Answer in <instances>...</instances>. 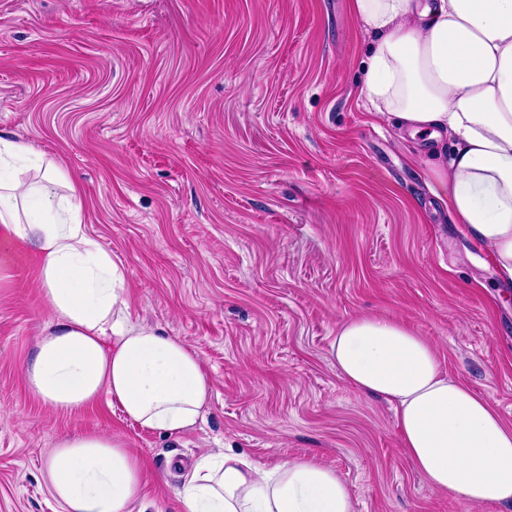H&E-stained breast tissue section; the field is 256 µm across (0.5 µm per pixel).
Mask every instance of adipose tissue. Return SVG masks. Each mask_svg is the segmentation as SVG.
Wrapping results in <instances>:
<instances>
[{
	"instance_id": "adipose-tissue-1",
	"label": "adipose tissue",
	"mask_w": 512,
	"mask_h": 512,
	"mask_svg": "<svg viewBox=\"0 0 512 512\" xmlns=\"http://www.w3.org/2000/svg\"><path fill=\"white\" fill-rule=\"evenodd\" d=\"M372 37L365 94L411 135L432 140L433 192L494 253L512 281V0H353ZM44 170L37 184L12 174ZM0 226L38 263L49 317L25 366L32 393L73 412L108 395L151 431L181 434L203 419L212 384L182 341L130 319L125 273L89 236L64 173L30 145L0 137ZM356 390L388 401L406 456L429 487L473 504L512 507V428L442 369L402 325L357 318L332 345ZM143 464L99 433L60 441L46 468L63 512H130ZM182 512H354L346 482L314 459L266 469L227 450L200 457Z\"/></svg>"
}]
</instances>
